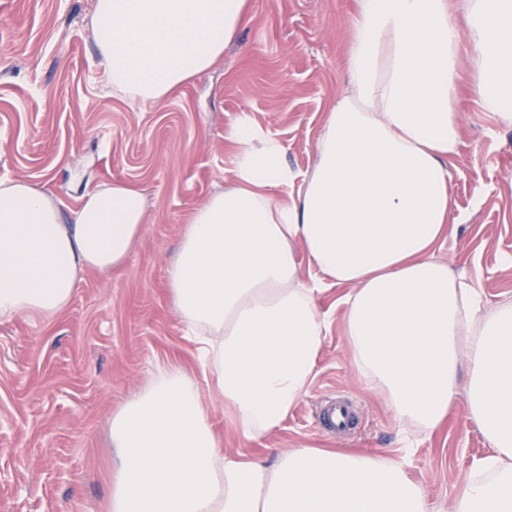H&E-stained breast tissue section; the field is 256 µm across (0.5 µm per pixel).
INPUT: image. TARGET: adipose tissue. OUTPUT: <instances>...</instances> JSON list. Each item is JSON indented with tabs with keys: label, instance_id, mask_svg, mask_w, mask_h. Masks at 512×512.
Here are the masks:
<instances>
[{
	"label": "adipose tissue",
	"instance_id": "1",
	"mask_svg": "<svg viewBox=\"0 0 512 512\" xmlns=\"http://www.w3.org/2000/svg\"><path fill=\"white\" fill-rule=\"evenodd\" d=\"M350 85L326 114L312 170L243 115L228 133L232 182L189 216L167 269L209 379L157 365L112 415L109 512H429L396 461L352 448L225 452L204 405L239 434L278 429L313 379L328 324L317 295L345 286L355 366L402 427L432 436L458 397L491 452L455 512H512V302L436 258L457 223L450 192L459 82L512 127V0H356ZM250 0H95L90 32L113 92L155 103L224 58ZM75 208L0 179V321L54 318L83 275L126 260L145 222L134 184L74 177ZM321 279L306 281L303 266Z\"/></svg>",
	"mask_w": 512,
	"mask_h": 512
}]
</instances>
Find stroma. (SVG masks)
<instances>
[{"label": "stroma", "instance_id": "stroma-1", "mask_svg": "<svg viewBox=\"0 0 512 512\" xmlns=\"http://www.w3.org/2000/svg\"><path fill=\"white\" fill-rule=\"evenodd\" d=\"M93 0H0V178L63 198L70 175L131 182L145 196L143 230L124 265L88 272L51 320L0 323V512H107L116 480L112 415L156 365L199 372L167 280L188 216L227 186L226 136L241 114L275 135L284 161L309 172L327 110L346 85L344 50L354 0H250V17L223 61L172 97L114 95L92 42ZM462 140L451 192L459 222L438 258L512 301V128L474 98L459 110ZM346 290L318 296L328 331L305 398L282 426L242 441L220 400L206 401L225 451L333 448L317 401L343 390L363 405L351 447L402 463L430 512H453L460 484L489 445L458 400L432 437L407 434L355 367L343 329Z\"/></svg>", "mask_w": 512, "mask_h": 512}]
</instances>
